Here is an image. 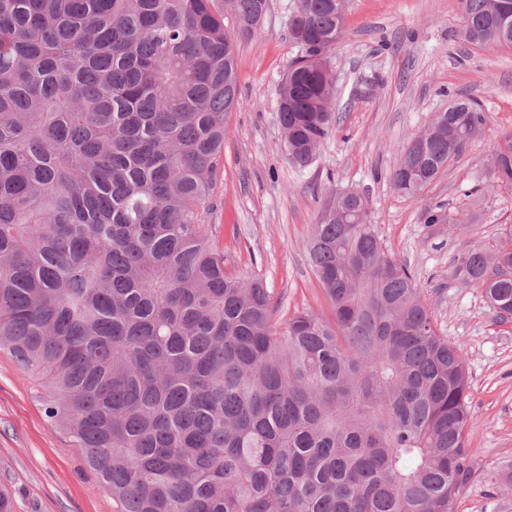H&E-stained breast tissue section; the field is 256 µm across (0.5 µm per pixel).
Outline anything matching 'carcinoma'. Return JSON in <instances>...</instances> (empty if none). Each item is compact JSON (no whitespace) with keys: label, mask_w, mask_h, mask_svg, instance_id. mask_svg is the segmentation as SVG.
I'll return each mask as SVG.
<instances>
[{"label":"carcinoma","mask_w":512,"mask_h":512,"mask_svg":"<svg viewBox=\"0 0 512 512\" xmlns=\"http://www.w3.org/2000/svg\"><path fill=\"white\" fill-rule=\"evenodd\" d=\"M306 42L280 90L291 162L309 167L336 83L310 59L343 32L336 0H297ZM268 0H0V349L42 389L117 512H455L481 474L461 346L423 289L336 197L309 254L331 318L224 271L206 224L229 112L225 20ZM512 0H460L462 35L502 45ZM391 180L416 197L490 124L456 98ZM487 183L512 190V135ZM455 275L512 317V225Z\"/></svg>","instance_id":"carcinoma-1"}]
</instances>
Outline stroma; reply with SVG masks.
I'll list each match as a JSON object with an SVG mask.
<instances>
[{"label": "stroma", "instance_id": "1", "mask_svg": "<svg viewBox=\"0 0 512 512\" xmlns=\"http://www.w3.org/2000/svg\"><path fill=\"white\" fill-rule=\"evenodd\" d=\"M296 0H269L258 32L237 41L242 105L229 132L208 222L227 272L260 279L280 317L331 314L306 249L312 224L339 191L364 195L383 247L407 265L423 290L441 336L462 347L470 382L468 446L480 467L512 465V318L492 312L479 288L452 278L462 256L495 250L512 224V191L484 190L493 153L512 134V47H477L461 36L458 0H350L330 58L336 76L335 124L305 169L284 150L278 90L301 50L288 20ZM490 114L473 142L423 191L397 193L391 174L407 142L458 96ZM432 205L455 224L425 223ZM40 387L8 351H0V487L13 512H115L80 449L46 418ZM456 512H512V488L478 479Z\"/></svg>", "mask_w": 512, "mask_h": 512}]
</instances>
